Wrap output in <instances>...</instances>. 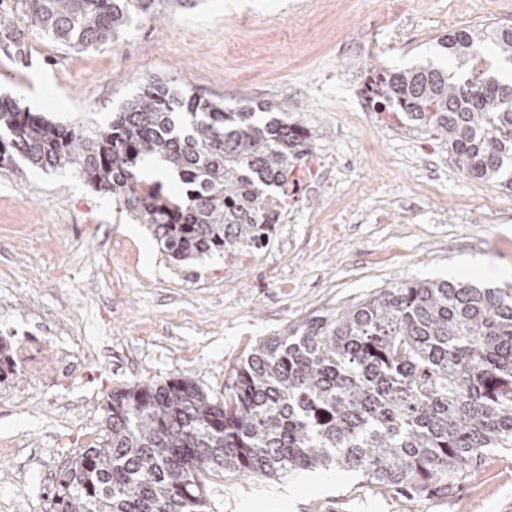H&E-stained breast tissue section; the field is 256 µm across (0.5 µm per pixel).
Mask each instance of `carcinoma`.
Returning a JSON list of instances; mask_svg holds the SVG:
<instances>
[{"instance_id":"1","label":"carcinoma","mask_w":512,"mask_h":512,"mask_svg":"<svg viewBox=\"0 0 512 512\" xmlns=\"http://www.w3.org/2000/svg\"><path fill=\"white\" fill-rule=\"evenodd\" d=\"M156 0H21L28 25L80 49L117 41ZM457 63L376 70L368 99L448 142L459 172L512 189V27L442 39ZM0 50L25 54L23 33ZM312 133L271 105L205 100L152 77L106 128L62 125L0 99V168L74 169L148 225L175 260L263 246L266 206L284 197ZM165 162L172 200L141 178ZM103 445L70 461L51 512H206L208 471L279 476L336 466L408 497L492 448H512V286L430 280L386 288L256 343L224 399L174 377L115 389Z\"/></svg>"}]
</instances>
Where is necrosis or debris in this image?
Segmentation results:
<instances>
[{
	"label": "necrosis or debris",
	"mask_w": 512,
	"mask_h": 512,
	"mask_svg": "<svg viewBox=\"0 0 512 512\" xmlns=\"http://www.w3.org/2000/svg\"><path fill=\"white\" fill-rule=\"evenodd\" d=\"M77 310L48 316L0 315V412L32 403L57 415L62 392L93 388L97 370L107 362L101 348L76 330Z\"/></svg>",
	"instance_id": "4bbe7bcc"
}]
</instances>
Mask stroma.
<instances>
[{
    "label": "stroma",
    "instance_id": "stroma-1",
    "mask_svg": "<svg viewBox=\"0 0 512 512\" xmlns=\"http://www.w3.org/2000/svg\"><path fill=\"white\" fill-rule=\"evenodd\" d=\"M119 42L76 50L24 27L23 57L0 53V97L63 124L105 127L150 77L229 104L280 106L339 157L288 201L268 248L234 264L176 261L115 197L72 170L0 169V289L50 310L82 307L106 336L112 390L179 375L220 396L260 339L407 282L512 283V189L469 180L448 145L412 121L378 130L359 101L371 70L450 66L440 39L459 28L512 26V0H162ZM94 256L96 267L85 259ZM24 448L0 455V501L33 512L6 481L38 486L55 426L29 409L0 416ZM207 512H414L412 500L354 471L203 476ZM430 512H512V449L486 452L470 476L424 497Z\"/></svg>",
    "mask_w": 512,
    "mask_h": 512
}]
</instances>
